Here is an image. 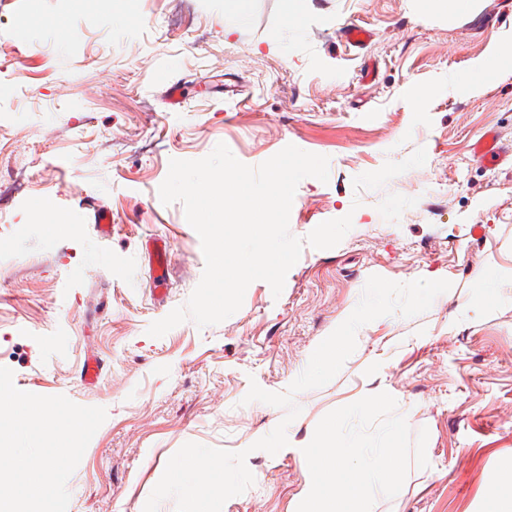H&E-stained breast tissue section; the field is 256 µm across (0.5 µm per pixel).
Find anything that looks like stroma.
Here are the masks:
<instances>
[{
    "mask_svg": "<svg viewBox=\"0 0 512 512\" xmlns=\"http://www.w3.org/2000/svg\"><path fill=\"white\" fill-rule=\"evenodd\" d=\"M288 2L249 0L231 32L228 0H0V367L20 390L107 411L67 480V512H142L188 442L248 453L254 483L222 512H297L318 422L382 391L411 435L427 430L429 465L409 466L372 512H487L491 475L512 471V168L470 152L489 127L512 141V73L465 83L512 44V0L456 18L418 0H312L298 30ZM62 19L73 36L57 50ZM345 24L372 40L346 45ZM166 76L187 80L181 105ZM220 143L251 167L290 144L328 157L327 181L299 183L289 231L346 215L352 228L333 248L304 246L281 295L257 280L223 322L151 337L205 267L183 205L162 204L159 187L170 160ZM83 200L110 210L109 237ZM64 208L70 224L52 231ZM150 239L171 245L162 292ZM488 270L499 281L484 297ZM373 275L451 287L423 314L359 328L339 373L295 395L287 446L254 449L285 411L246 402L250 385L286 391ZM91 351L105 371L86 386Z\"/></svg>",
    "mask_w": 512,
    "mask_h": 512,
    "instance_id": "35a3bbf8",
    "label": "stroma"
}]
</instances>
